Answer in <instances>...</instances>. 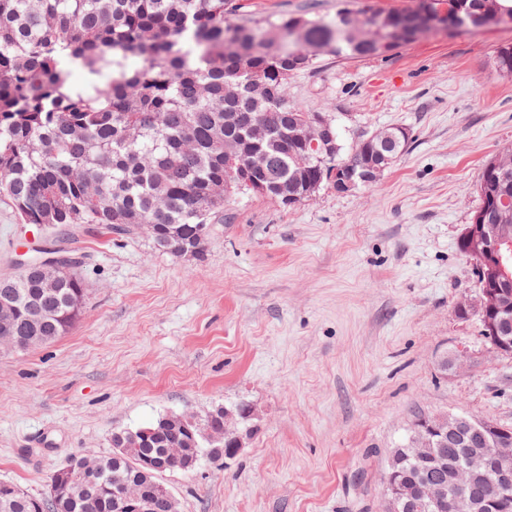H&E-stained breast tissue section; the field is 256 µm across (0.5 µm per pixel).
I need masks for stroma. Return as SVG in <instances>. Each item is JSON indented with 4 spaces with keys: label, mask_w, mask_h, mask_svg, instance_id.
I'll list each match as a JSON object with an SVG mask.
<instances>
[{
    "label": "stroma",
    "mask_w": 512,
    "mask_h": 512,
    "mask_svg": "<svg viewBox=\"0 0 512 512\" xmlns=\"http://www.w3.org/2000/svg\"><path fill=\"white\" fill-rule=\"evenodd\" d=\"M244 16L330 19L340 0H241ZM511 27L439 31L382 57H329L291 78L303 108L347 140L401 126L407 152L370 189L292 208L239 196L200 259L141 233L21 223L0 195V276L18 255L75 251L88 288L71 330L0 353V480L48 494L71 456L161 416L249 405L229 461L164 473L179 512H382L392 448L417 417L512 425V357L485 341L459 237L484 161L512 146V77L493 56Z\"/></svg>",
    "instance_id": "35a3bbf8"
}]
</instances>
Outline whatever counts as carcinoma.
<instances>
[{"instance_id":"carcinoma-1","label":"carcinoma","mask_w":512,"mask_h":512,"mask_svg":"<svg viewBox=\"0 0 512 512\" xmlns=\"http://www.w3.org/2000/svg\"><path fill=\"white\" fill-rule=\"evenodd\" d=\"M419 12L355 10L345 4L333 20L284 15L265 25L235 22L239 0H0V193L23 224H99L107 234L127 235L148 226L154 247L173 257L201 256L211 222L231 197L246 193L282 203L279 191L300 204L336 174L351 176V192L375 184L380 173L363 169L374 153L390 168L408 150L413 135L390 127L349 143L339 127V151L311 148L309 110L289 99V79L310 71L325 56L366 59L413 43L408 31L418 13L457 28L475 18L496 17L512 25V0H418ZM139 58L137 67L128 64ZM493 63L512 76V46L500 47ZM86 73L81 84L70 70ZM267 127L257 144L243 119ZM237 143L242 163L262 156L251 174L224 169V140ZM479 205H498L512 221V148L490 157L475 185ZM51 299L41 295L39 277H0V293H20L9 329L31 335L38 318L42 340L30 351L65 335L84 305L87 288L76 258ZM135 441L112 456L75 457L69 471L55 470L48 497H32L0 482V512H55L60 477L91 484L70 512H119L120 486L130 482L145 458L162 459L165 471H190L205 441L162 416L132 430ZM464 462V449L436 438L417 459L410 436L392 449L385 483L403 487L400 512H448L461 493L496 494L491 474L481 484L458 486L448 469ZM445 483L443 506L418 508V494Z\"/></svg>"}]
</instances>
